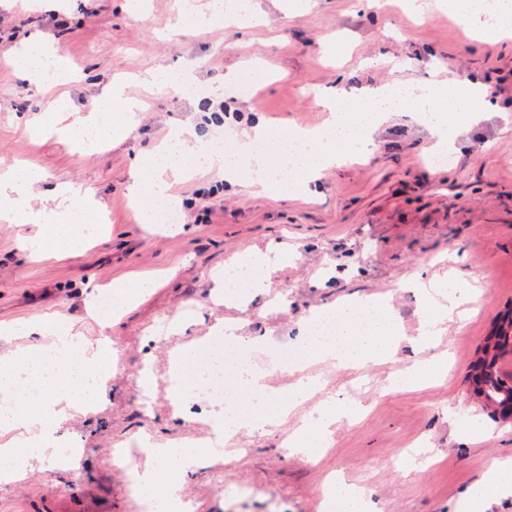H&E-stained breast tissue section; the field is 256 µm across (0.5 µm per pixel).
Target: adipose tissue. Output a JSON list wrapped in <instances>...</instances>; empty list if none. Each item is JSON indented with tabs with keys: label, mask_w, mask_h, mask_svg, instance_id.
Instances as JSON below:
<instances>
[{
	"label": "adipose tissue",
	"mask_w": 512,
	"mask_h": 512,
	"mask_svg": "<svg viewBox=\"0 0 512 512\" xmlns=\"http://www.w3.org/2000/svg\"><path fill=\"white\" fill-rule=\"evenodd\" d=\"M24 75L38 88L68 81L71 72L67 62L36 38L16 55ZM319 106L333 112L332 123L324 128L293 131L294 139L303 143L295 156L281 157L275 168L258 166L261 185L271 178L283 177L289 167L302 166L303 188H311L322 171L332 167L339 155L368 154L374 148L373 132L382 114L415 113L422 118L431 135L432 151L448 149L451 133L470 118L487 111V91L474 84H456L447 91H434L425 85L395 83L378 89L368 104H350L340 98L322 97ZM138 123L136 106L128 100L120 86H106L87 114L78 116L73 124L54 128L60 140H70L82 132L83 152L95 151L106 136L125 137ZM268 134L262 123H254L242 149L218 154L208 145H200L193 154H186L187 131L178 127L171 132L166 145L139 157L133 167L130 193L138 207L152 201L172 200L169 176L178 171L185 160H192L201 169L218 170L226 182H234L245 161L253 157L255 147ZM44 179L43 172L32 166L11 167L0 174V211L19 215L23 223L44 224L47 235L30 243L33 255L61 258L73 256L80 244L96 236L94 207L80 187L65 185L49 191L40 209L25 207L28 191ZM275 261L268 252H253L226 264L218 282L225 286L227 301H234L240 289H263L267 286L264 272ZM317 318L327 329L319 340L307 345L310 357L334 362L340 368H361L390 357L402 336L400 323L391 313L389 300L372 296L345 301L318 310ZM51 330L54 341L49 345L10 349L0 353V397L26 403V416H18L11 408L0 407V434H10L8 442L0 444V484L17 480L18 463L32 456L59 457L56 425L58 420L77 402L93 407L103 404L100 393V361L109 354L106 339L86 344L77 325L65 320L33 318L9 327L0 328V335L33 336ZM77 354L78 364L65 362L68 354ZM248 391L253 399V414L245 418L228 408L215 411L211 444L224 445L225 457H232L231 444L248 427L262 429L287 415L290 406L306 400L319 381L313 377L297 380L289 403H277L273 389L264 377L248 376ZM341 403H327L318 409L300 429L288 439L292 453L317 454L324 448L330 427L337 416L347 414ZM142 446L149 448L153 462L128 469L131 484L138 495L150 497L155 512H175L182 497L177 486L200 465L199 454L178 444L160 447L150 438Z\"/></svg>",
	"instance_id": "obj_1"
}]
</instances>
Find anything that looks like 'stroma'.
Here are the masks:
<instances>
[{
	"label": "stroma",
	"instance_id": "obj_1",
	"mask_svg": "<svg viewBox=\"0 0 512 512\" xmlns=\"http://www.w3.org/2000/svg\"><path fill=\"white\" fill-rule=\"evenodd\" d=\"M62 0L45 11L32 0H0V171L34 164L46 177L41 192L62 183L93 189L105 223L98 239L66 259L33 258L22 248L35 224L0 221V325L49 315L77 322L90 339L108 336L113 363L107 403L70 413L60 424L62 447L78 449L74 469L31 461L24 478L0 485V512H141L127 465L112 449H130L144 464L138 439L201 443L211 429L206 407L177 411L168 394L173 353L207 346L223 322L235 323V350L253 363L287 401L292 368L276 367L282 350H296L298 329L317 309L353 297L386 295L406 339L393 358L352 371L312 364L328 392L354 404L355 414L332 425L314 457L282 446L320 403L313 396L275 432L243 430L241 455L204 462L185 484L194 512H330L328 480L366 488L372 512H458L461 497L493 461L512 460V423L484 410L471 392L470 370L498 317L512 310V37L478 43L469 22L424 0H254L253 13L186 26L177 0ZM76 73V80L35 90L18 72V49L37 36ZM259 67L262 77L226 88L228 72ZM192 72L198 94L178 95L155 82L157 71ZM111 81L138 102L141 121L115 146L85 154L70 143L35 136L33 121L52 123L65 102L82 105ZM396 81L442 85L477 82L493 107L454 132L449 166L431 167L432 139L418 119L388 115L374 131L377 148L323 171L317 198L293 190L245 194L199 170L178 180L176 224L139 223L126 186L135 157L189 125L205 142L236 148L247 121L263 118L276 131L315 129L329 118L318 94L342 91L353 101ZM288 254L268 271L269 289L240 305L214 297L212 275L225 261L268 247ZM458 277L472 289L471 311L456 309L433 349L415 345L422 297L417 277ZM158 278L159 285L100 328L88 318L87 284ZM448 355L437 385H395L406 366ZM151 365L156 388L148 416L139 411L140 372ZM412 452L406 470L394 462Z\"/></svg>",
	"mask_w": 512,
	"mask_h": 512
}]
</instances>
